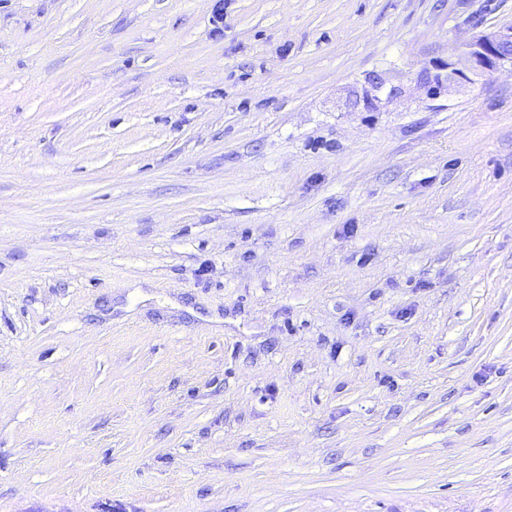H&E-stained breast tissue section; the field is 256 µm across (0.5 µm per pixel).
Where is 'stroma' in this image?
<instances>
[{"mask_svg":"<svg viewBox=\"0 0 512 512\" xmlns=\"http://www.w3.org/2000/svg\"><path fill=\"white\" fill-rule=\"evenodd\" d=\"M214 6L0 0V512H512V0ZM460 57L465 66L448 58L444 66L448 89L458 84L472 83L473 76H480L504 68L512 70V25L490 32H480L462 44Z\"/></svg>","mask_w":512,"mask_h":512,"instance_id":"obj_1","label":"stroma"}]
</instances>
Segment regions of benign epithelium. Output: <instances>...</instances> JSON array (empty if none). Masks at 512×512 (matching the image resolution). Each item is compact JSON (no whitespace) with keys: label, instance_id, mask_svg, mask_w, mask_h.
<instances>
[{"label":"benign epithelium","instance_id":"benign-epithelium-1","mask_svg":"<svg viewBox=\"0 0 512 512\" xmlns=\"http://www.w3.org/2000/svg\"><path fill=\"white\" fill-rule=\"evenodd\" d=\"M460 57L465 66L451 58L444 66L445 81L450 87L470 83L475 76L512 69V25L474 35L462 44Z\"/></svg>","mask_w":512,"mask_h":512}]
</instances>
